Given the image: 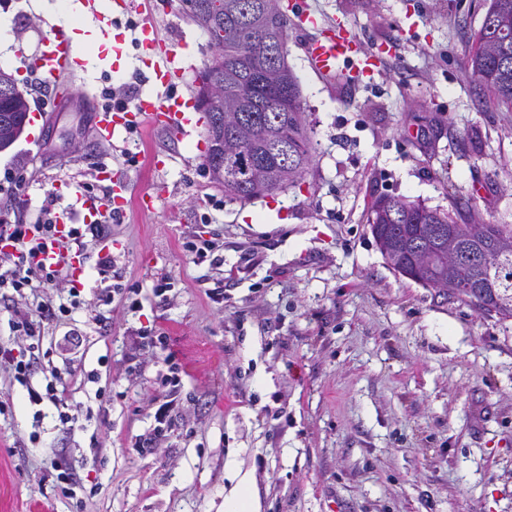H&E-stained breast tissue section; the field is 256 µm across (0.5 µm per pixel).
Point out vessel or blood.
<instances>
[{"instance_id": "vessel-or-blood-1", "label": "vessel or blood", "mask_w": 512, "mask_h": 512, "mask_svg": "<svg viewBox=\"0 0 512 512\" xmlns=\"http://www.w3.org/2000/svg\"><path fill=\"white\" fill-rule=\"evenodd\" d=\"M134 4L135 0H107L104 9L96 10L98 32L113 35L108 56L121 57L125 38L118 18L131 12ZM135 43L150 71L152 87L139 93L125 106L95 110V136L100 141H112L147 122L180 135L192 122L195 110L193 101L175 93L177 82L184 73L182 56L161 50L157 30L148 22L139 24ZM304 53L312 70L324 77L334 76L338 70L345 68L353 77L369 78L377 68L375 54L361 50L353 35L340 25L325 29L321 37L305 43ZM83 66V60L73 52L71 35L59 28L52 29L45 38L43 49L32 64L41 84L47 88L78 74ZM98 176L107 184L106 196L100 200L88 197L83 199L80 208L64 209L56 221L59 239L66 238L75 218L94 224L103 213L109 212L116 217L124 214L128 205L127 176L107 166L100 168ZM38 259L53 267L62 264L69 266L72 276L76 278L83 274L85 268L81 258L62 256L57 241L48 242Z\"/></svg>"}]
</instances>
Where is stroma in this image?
Wrapping results in <instances>:
<instances>
[{
    "label": "stroma",
    "mask_w": 512,
    "mask_h": 512,
    "mask_svg": "<svg viewBox=\"0 0 512 512\" xmlns=\"http://www.w3.org/2000/svg\"><path fill=\"white\" fill-rule=\"evenodd\" d=\"M306 4L381 56L371 82L321 78L303 52L317 29L291 28L316 153L274 196L226 202L204 169L201 127L95 137L83 92L102 107L107 91L148 86L133 43L142 21L183 56L177 90L195 95L209 49L180 0L162 13L137 0L123 69L106 58L67 80L71 104L25 82L31 115L54 124L45 142L26 132L0 151V216L36 223L57 184L91 181L103 162L132 191L112 225L116 277L99 274L92 242L78 296L65 283L25 295L28 308L57 310L40 322V357L69 370L76 421L31 402L0 361V512H224L232 456L262 512H512V318L403 277L366 221L375 198L401 195L512 224V112L465 73L489 0ZM1 12L14 44L0 69L23 79L52 22L40 0ZM192 239L217 249L195 259ZM117 283L126 293L108 301ZM140 334L162 342L139 350ZM173 372L172 422L157 448H137Z\"/></svg>",
    "instance_id": "35a3bbf8"
}]
</instances>
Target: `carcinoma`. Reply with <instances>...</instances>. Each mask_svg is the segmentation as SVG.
I'll return each mask as SVG.
<instances>
[{
  "instance_id": "cac0c4a2",
  "label": "carcinoma",
  "mask_w": 512,
  "mask_h": 512,
  "mask_svg": "<svg viewBox=\"0 0 512 512\" xmlns=\"http://www.w3.org/2000/svg\"><path fill=\"white\" fill-rule=\"evenodd\" d=\"M185 16L207 36L208 47L224 56V71L215 73L210 62L199 72L204 80L223 83L224 96L212 101L205 118L225 113L233 106L236 117L227 121L232 130L206 136L204 164L214 156L215 146L224 147V198L249 202L286 191L307 173L313 146L305 117L299 80L283 59L276 68L278 80L269 85L264 71L272 68L268 56L278 32L288 31V16L270 12L269 0H181ZM486 21L476 36L467 61L466 74L485 88L499 106L512 109V0H489ZM19 91L18 79L0 69V128L21 122L23 112H5L6 98ZM367 223L385 238L397 265L412 266L411 242L428 224L457 225L448 211L428 208L403 196H380L371 205ZM486 239L502 245L512 242V224H484ZM422 246L435 253L427 278H448V254L438 237L422 236ZM463 281H474L494 291L503 308L496 313L512 317V248L497 264L493 277L482 268L467 272Z\"/></svg>"
}]
</instances>
